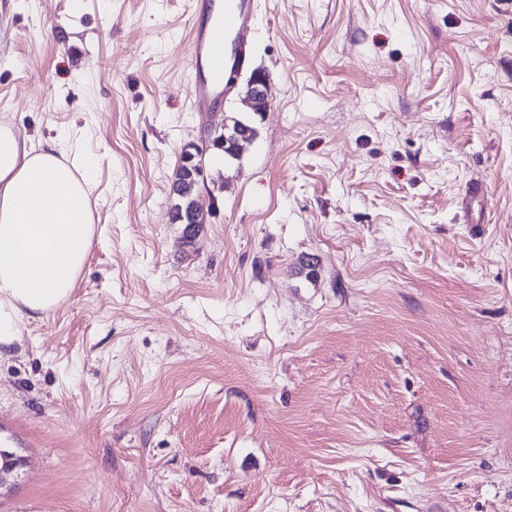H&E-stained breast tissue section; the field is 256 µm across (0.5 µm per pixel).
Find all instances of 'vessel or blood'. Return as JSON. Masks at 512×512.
Wrapping results in <instances>:
<instances>
[{
	"label": "vessel or blood",
	"instance_id": "obj_1",
	"mask_svg": "<svg viewBox=\"0 0 512 512\" xmlns=\"http://www.w3.org/2000/svg\"><path fill=\"white\" fill-rule=\"evenodd\" d=\"M256 26L254 0H207L204 12L193 15L188 66L194 111H211L232 94L249 65Z\"/></svg>",
	"mask_w": 512,
	"mask_h": 512
}]
</instances>
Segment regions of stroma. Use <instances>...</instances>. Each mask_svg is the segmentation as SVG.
I'll return each instance as SVG.
<instances>
[{
  "mask_svg": "<svg viewBox=\"0 0 512 512\" xmlns=\"http://www.w3.org/2000/svg\"><path fill=\"white\" fill-rule=\"evenodd\" d=\"M197 3L0 0V123L79 135L97 225L0 358V512H512V0H258L230 163ZM251 75L248 89L249 92L246 96L245 102L256 116H262V112L265 111L260 107V103L266 94V90L269 96L271 79L269 78V75L266 74L268 78V86L266 89V78L264 72L256 71ZM199 179L193 172V167L183 163L176 170L172 183V192L177 203L174 207V220L185 224L186 242L193 244L199 229L206 224L210 214L211 204L207 208L198 194Z\"/></svg>",
  "mask_w": 512,
  "mask_h": 512,
  "instance_id": "35a3bbf8",
  "label": "stroma"
}]
</instances>
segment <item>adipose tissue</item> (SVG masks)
<instances>
[{
  "label": "adipose tissue",
  "instance_id": "adipose-tissue-1",
  "mask_svg": "<svg viewBox=\"0 0 512 512\" xmlns=\"http://www.w3.org/2000/svg\"><path fill=\"white\" fill-rule=\"evenodd\" d=\"M90 165L0 124V356L66 302L96 232Z\"/></svg>",
  "mask_w": 512,
  "mask_h": 512
}]
</instances>
